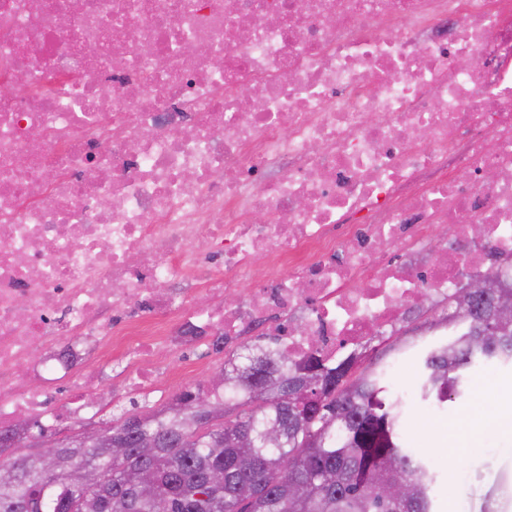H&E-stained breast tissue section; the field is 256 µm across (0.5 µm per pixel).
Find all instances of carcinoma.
<instances>
[{
	"label": "carcinoma",
	"mask_w": 512,
	"mask_h": 512,
	"mask_svg": "<svg viewBox=\"0 0 512 512\" xmlns=\"http://www.w3.org/2000/svg\"><path fill=\"white\" fill-rule=\"evenodd\" d=\"M454 321L455 330L423 348L398 346L418 359L419 397L438 409L461 395L475 365L512 364V313L481 323L462 307ZM259 359L263 366L255 370L227 360L213 381L243 391L239 399H211L213 409L234 416L230 423L196 409L188 390L178 395L177 415L112 421V437L125 444L119 460L107 444L79 440L61 441L53 457L37 448L7 455L1 430L0 465L18 466L21 479L0 485V512H84L85 501L98 512H438L439 471L413 447L385 369L352 357L325 365L310 356L288 365L263 347L248 357ZM307 382L314 406L305 417L298 397L286 395ZM270 420L288 424L283 445L239 447ZM151 439L158 447H140ZM66 461L84 466V483L62 484ZM216 473L222 481L213 480Z\"/></svg>",
	"instance_id": "cac0c4a2"
}]
</instances>
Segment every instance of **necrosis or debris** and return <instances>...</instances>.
I'll return each instance as SVG.
<instances>
[{
  "instance_id": "obj_1",
  "label": "necrosis or debris",
  "mask_w": 512,
  "mask_h": 512,
  "mask_svg": "<svg viewBox=\"0 0 512 512\" xmlns=\"http://www.w3.org/2000/svg\"><path fill=\"white\" fill-rule=\"evenodd\" d=\"M495 257L512 0H0V428L95 418L116 346L132 391L195 336L336 361Z\"/></svg>"
}]
</instances>
